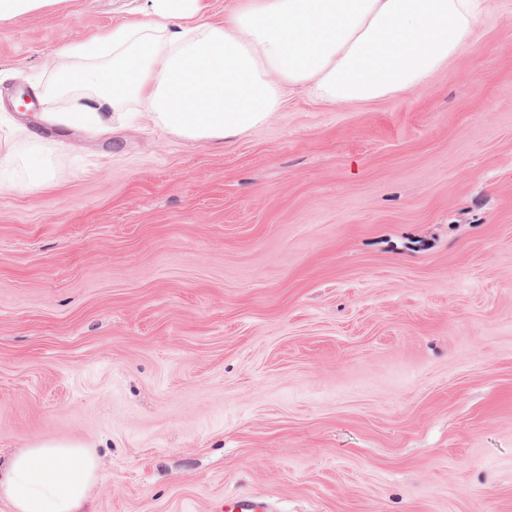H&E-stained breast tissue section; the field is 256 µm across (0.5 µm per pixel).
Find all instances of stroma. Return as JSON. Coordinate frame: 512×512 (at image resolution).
I'll use <instances>...</instances> for the list:
<instances>
[{
  "instance_id": "35a3bbf8",
  "label": "stroma",
  "mask_w": 512,
  "mask_h": 512,
  "mask_svg": "<svg viewBox=\"0 0 512 512\" xmlns=\"http://www.w3.org/2000/svg\"><path fill=\"white\" fill-rule=\"evenodd\" d=\"M147 8L0 22V459L80 443L93 512H512V0L383 101L39 125L58 48Z\"/></svg>"
}]
</instances>
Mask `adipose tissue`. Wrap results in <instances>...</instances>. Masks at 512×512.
I'll list each match as a JSON object with an SVG mask.
<instances>
[{"instance_id":"obj_1","label":"adipose tissue","mask_w":512,"mask_h":512,"mask_svg":"<svg viewBox=\"0 0 512 512\" xmlns=\"http://www.w3.org/2000/svg\"><path fill=\"white\" fill-rule=\"evenodd\" d=\"M478 2L229 0L213 23L200 0H149L151 21L58 48L70 62L60 88L94 95L38 120L96 132L134 101L168 135L221 142L278 112L289 88L332 103L389 99L426 84L472 40ZM96 479L78 443L42 442L0 462V494L16 512H86Z\"/></svg>"}]
</instances>
